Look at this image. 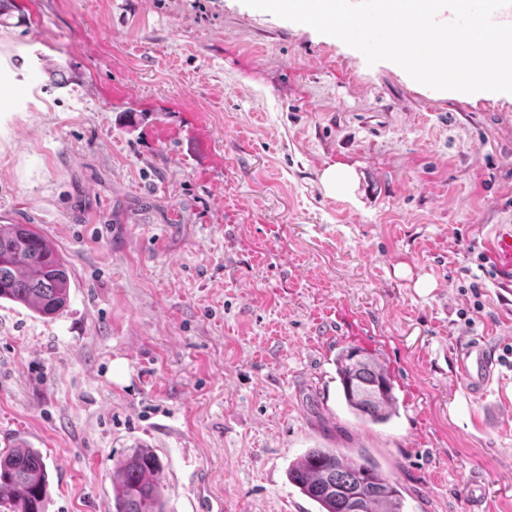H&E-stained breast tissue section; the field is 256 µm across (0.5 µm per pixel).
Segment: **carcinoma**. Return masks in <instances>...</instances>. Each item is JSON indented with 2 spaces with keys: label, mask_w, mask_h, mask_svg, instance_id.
<instances>
[{
  "label": "carcinoma",
  "mask_w": 512,
  "mask_h": 512,
  "mask_svg": "<svg viewBox=\"0 0 512 512\" xmlns=\"http://www.w3.org/2000/svg\"><path fill=\"white\" fill-rule=\"evenodd\" d=\"M68 264L33 224H0V300L44 318L66 307ZM336 375L347 410L356 418L386 424L398 414L388 368L358 348L341 349ZM288 479L318 505L319 512H352L353 498L365 512H402L400 486L366 457L353 460L334 448H310L288 469ZM49 473L42 452L19 443L0 451V508L45 512ZM113 512H166L162 465L137 446L118 463L112 482Z\"/></svg>",
  "instance_id": "obj_1"
}]
</instances>
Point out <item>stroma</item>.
<instances>
[{
    "mask_svg": "<svg viewBox=\"0 0 512 512\" xmlns=\"http://www.w3.org/2000/svg\"><path fill=\"white\" fill-rule=\"evenodd\" d=\"M333 163L352 194L324 190ZM0 224L69 266L57 317L0 301V449L41 450L46 512H112L136 446L167 512H318L288 480L310 448L371 458L403 512H470L474 482L512 512V282L487 257L511 97L242 0H0ZM471 337L499 359L481 398ZM351 346L388 367L390 423L344 408ZM496 365L495 353L483 339L471 338L457 350L459 377L474 396L481 395L492 382Z\"/></svg>",
    "mask_w": 512,
    "mask_h": 512,
    "instance_id": "obj_1",
    "label": "stroma"
}]
</instances>
